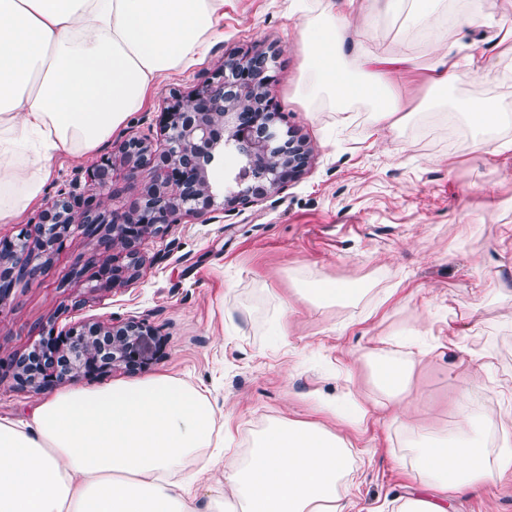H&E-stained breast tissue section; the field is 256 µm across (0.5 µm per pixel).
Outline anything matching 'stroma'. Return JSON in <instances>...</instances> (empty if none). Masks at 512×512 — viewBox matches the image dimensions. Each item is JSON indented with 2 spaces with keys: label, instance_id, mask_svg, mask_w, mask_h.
<instances>
[{
  "label": "stroma",
  "instance_id": "obj_1",
  "mask_svg": "<svg viewBox=\"0 0 512 512\" xmlns=\"http://www.w3.org/2000/svg\"><path fill=\"white\" fill-rule=\"evenodd\" d=\"M306 2L224 0L205 57L157 82L144 108L113 134L157 141V114L172 93L190 92L229 56L261 49L276 58L279 111L313 149L306 174L257 204L147 238L139 272L114 288L102 287L93 265L72 276L84 240L70 237L39 283L15 288V300L0 305V417H25L42 397L19 386L9 365L31 348L32 328L61 331L108 317L145 318L158 329L160 355L142 377L169 374L202 391L224 414L231 446L242 455L272 419L318 420L314 398L371 393L359 356L383 336L418 331L431 347L410 393L414 414L431 428L453 426V402L463 391L471 407H504L512 395V298L482 291L512 290V152L472 156L464 120L427 107L431 88L421 67L440 45L474 55L481 72L449 88V100H491L512 113V39L502 40L497 28L447 25L437 41L397 18L375 20L366 30L353 11L348 64L366 53L404 51L414 60L401 85L409 113L381 128L364 103L339 110L300 98L306 54L297 29ZM88 164L55 156L42 197L16 223L1 225L0 236L33 231L64 191L108 210L139 196L140 183L121 169L113 173L118 195L90 194ZM316 278L370 292L356 303L319 306L296 294ZM288 299L295 308L289 316L281 306ZM452 310L464 337L459 349L448 344ZM285 318L289 329L275 335ZM479 348L494 355L493 381L470 387L459 364ZM405 437L402 423L389 416L348 433L357 454L348 481L352 512H394L406 492L398 461ZM453 512H512V475L457 500Z\"/></svg>",
  "mask_w": 512,
  "mask_h": 512
}]
</instances>
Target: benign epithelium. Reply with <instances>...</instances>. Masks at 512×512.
I'll list each match as a JSON object with an SVG mask.
<instances>
[{
    "mask_svg": "<svg viewBox=\"0 0 512 512\" xmlns=\"http://www.w3.org/2000/svg\"><path fill=\"white\" fill-rule=\"evenodd\" d=\"M274 62V56L258 49L225 59L217 76L165 103L158 116L160 149L124 139L113 143L112 156L88 166L89 190L98 195L117 193L113 171L123 166L127 178L143 185L133 207L111 212L81 208L75 196L61 194L42 213L35 238L22 232L13 239L0 237V304L16 286L41 280L44 264L35 254L50 256L75 234L84 237L87 262L103 265L105 285L116 287L134 277L142 264L143 239L161 236L187 217L209 220L217 197L209 169L226 150L248 170L240 189L224 195L226 210L257 202L299 179L310 151L294 130L281 126L271 92ZM38 334L33 351L47 358L52 349L70 356L69 366L62 369L49 362L38 373L25 369L28 354L13 360L17 383L42 391L81 374L145 368L160 351L153 345L159 332L146 318L102 319L47 339L44 330Z\"/></svg>",
    "mask_w": 512,
    "mask_h": 512,
    "instance_id": "1",
    "label": "benign epithelium"
}]
</instances>
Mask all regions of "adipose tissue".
Segmentation results:
<instances>
[{
    "mask_svg": "<svg viewBox=\"0 0 512 512\" xmlns=\"http://www.w3.org/2000/svg\"><path fill=\"white\" fill-rule=\"evenodd\" d=\"M355 0L341 12L308 10L299 29L307 64L302 94L332 103L364 98L376 123L396 126L408 105L398 90L407 56L374 69L341 64ZM439 0H371L363 18L403 15L422 31L437 30ZM224 0H0V224H13L35 204L60 153L94 154L140 111L159 78L207 52ZM450 51L428 67V82L473 130L470 149L487 152L493 129L512 120L493 102L449 103L450 84L471 77ZM428 349L404 353L376 346L362 355L376 400L352 413L318 403L326 422L271 421L242 456L224 446L228 429L209 399L166 374L104 387L51 391L24 419L0 418V512H351L346 489L350 443L335 427L388 410L408 422L398 512H449L460 497L512 472V436L491 441L492 414L454 406L456 423L440 433L415 421L411 380ZM218 470L223 488L199 510L193 492Z\"/></svg>",
    "mask_w": 512,
    "mask_h": 512,
    "instance_id": "ef3b65f1",
    "label": "adipose tissue"
}]
</instances>
